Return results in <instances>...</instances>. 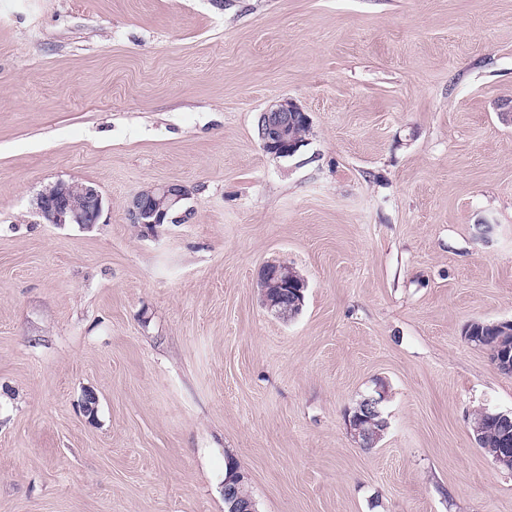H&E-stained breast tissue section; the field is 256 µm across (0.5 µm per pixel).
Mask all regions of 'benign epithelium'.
<instances>
[{"label": "benign epithelium", "mask_w": 512, "mask_h": 512, "mask_svg": "<svg viewBox=\"0 0 512 512\" xmlns=\"http://www.w3.org/2000/svg\"><path fill=\"white\" fill-rule=\"evenodd\" d=\"M301 125L309 126L310 119L295 101L281 98L271 102L260 113L258 121L259 140L264 152L275 158L294 156L305 143V140L296 135V129ZM189 196V190L179 183L143 190L135 194L129 202L130 223L138 224L151 233L161 224H182L185 222V213L179 212V204ZM34 206L37 215L45 224H77L82 228H89L99 221L105 202L96 187L83 182L61 180L39 193ZM271 278L282 280V285L290 289V295L294 299L302 295L307 283L283 263H271L261 269L257 286L262 305L276 318L288 321L297 316V312H288V307L280 298L268 294L267 280ZM385 400L386 394L378 388L357 401L353 435L360 447L375 446L373 439L377 435H368L362 422L379 416V407ZM224 498L235 503V512H257L254 502L240 499L236 485L230 482L224 483Z\"/></svg>", "instance_id": "obj_1"}]
</instances>
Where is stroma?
<instances>
[{
  "label": "stroma",
  "instance_id": "obj_1",
  "mask_svg": "<svg viewBox=\"0 0 512 512\" xmlns=\"http://www.w3.org/2000/svg\"><path fill=\"white\" fill-rule=\"evenodd\" d=\"M508 102L512 0H0V512H225L229 457L257 512H512L472 433L512 377L465 338L512 320ZM60 180L98 224L42 222ZM171 182L185 223L142 236ZM270 263L308 284L287 322ZM310 119L292 99L281 98L271 102L261 113L258 121L259 140L267 154L275 158L294 156L305 139H298L295 131L305 136ZM297 129V130H296ZM34 206L43 223L90 228L99 221L105 202L93 185L61 180L39 193ZM189 196V190L179 183L143 190L129 202L130 224L143 226L151 233L161 224H182L185 222V212L179 213V204ZM271 278L283 280L281 284L284 288L290 289L288 294L290 293L291 297L296 299L295 302H297L298 306L301 304L298 296H302V291L307 288V283L304 279L299 278L292 268L283 263H271L263 267L258 275L257 286L260 291L262 305L276 318L282 321L291 320L297 316V312H288V305L285 306L284 302L280 300L279 297H271L268 294L267 288H269L270 293L277 292V288H279L276 280H272L267 284V280ZM386 394L380 388L376 389L373 393L365 395L357 401L356 408V424L355 429L352 431L354 440L362 448H374L378 443L377 432L374 435H368L364 430L361 421H372L374 417L380 415L379 407L385 402ZM376 438V439H375ZM374 440V442H372ZM362 440V441H361ZM366 441V442H365ZM370 442V443H368Z\"/></svg>",
  "mask_w": 512,
  "mask_h": 512
}]
</instances>
